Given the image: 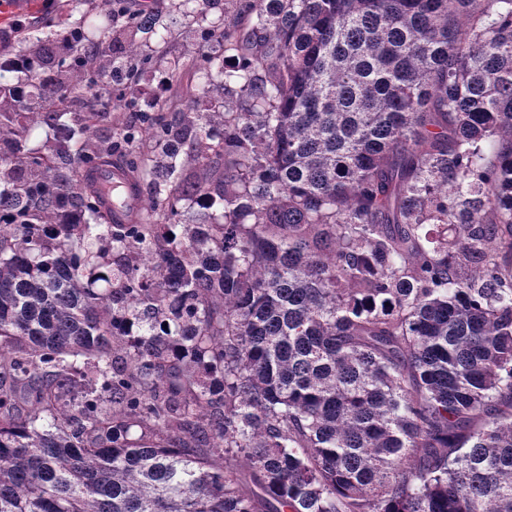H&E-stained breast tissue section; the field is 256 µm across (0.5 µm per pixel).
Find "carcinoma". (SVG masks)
Instances as JSON below:
<instances>
[{"instance_id": "obj_1", "label": "carcinoma", "mask_w": 512, "mask_h": 512, "mask_svg": "<svg viewBox=\"0 0 512 512\" xmlns=\"http://www.w3.org/2000/svg\"><path fill=\"white\" fill-rule=\"evenodd\" d=\"M224 43L239 103L105 135L82 27L0 58L62 76L0 104V512H512V0H251ZM95 179L98 186L105 191L110 190L112 187H122L126 189L127 198L124 205L122 207L117 205L112 207V215L117 221L125 222L127 215L134 214L140 208V194L138 191H131L130 186L133 181L120 166L114 165L112 169H100L96 172Z\"/></svg>"}]
</instances>
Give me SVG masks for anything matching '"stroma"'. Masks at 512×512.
Wrapping results in <instances>:
<instances>
[{
  "instance_id": "35a3bbf8",
  "label": "stroma",
  "mask_w": 512,
  "mask_h": 512,
  "mask_svg": "<svg viewBox=\"0 0 512 512\" xmlns=\"http://www.w3.org/2000/svg\"><path fill=\"white\" fill-rule=\"evenodd\" d=\"M149 11L156 14L158 35L143 41L140 52L151 64L130 84L113 82L112 95L119 106L107 113L99 124L101 132L138 123L141 100L162 105L167 119H175L173 101L190 103L206 87L205 71L190 61L191 51H199L211 63L231 60L220 34L225 22L245 12L250 0H152ZM58 0H5L0 6V54L9 52L27 34L59 27L62 16Z\"/></svg>"
}]
</instances>
